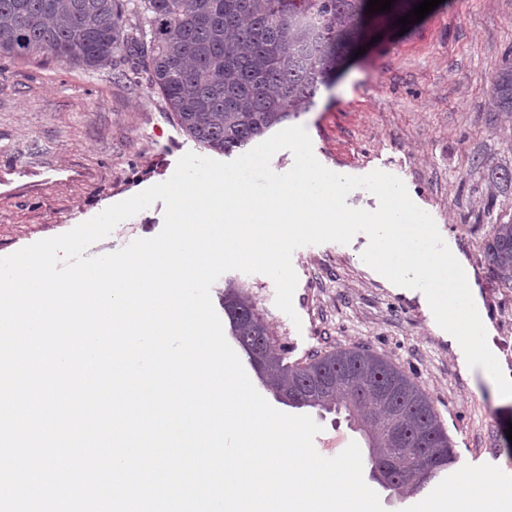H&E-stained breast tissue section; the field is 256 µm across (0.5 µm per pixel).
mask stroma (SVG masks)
I'll use <instances>...</instances> for the list:
<instances>
[{"mask_svg":"<svg viewBox=\"0 0 512 512\" xmlns=\"http://www.w3.org/2000/svg\"><path fill=\"white\" fill-rule=\"evenodd\" d=\"M512 58V0H442L407 32L382 31L312 103L290 118L303 126L329 170L399 177L434 219L470 277L487 342L512 378V288L491 274V225L512 222V112L488 108L493 83ZM208 156L168 112L144 71H86L53 59L0 58V257L64 234L106 208L167 181L186 153ZM164 203L118 224L90 245V257L160 233ZM369 244L297 249L295 316L275 304L264 274L224 273L210 290L244 289L284 364L336 349L365 348L401 367L429 395L459 470H484L512 487V399L481 368L468 367L458 341L436 322L424 293L393 284L362 260ZM321 427L319 454L364 444L345 414L305 408Z\"/></svg>","mask_w":512,"mask_h":512,"instance_id":"1","label":"stroma"}]
</instances>
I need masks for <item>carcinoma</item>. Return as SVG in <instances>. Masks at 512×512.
Masks as SVG:
<instances>
[{
  "mask_svg": "<svg viewBox=\"0 0 512 512\" xmlns=\"http://www.w3.org/2000/svg\"><path fill=\"white\" fill-rule=\"evenodd\" d=\"M369 0H0V57L63 59L95 71L127 61L148 74L178 126L229 154L296 116L339 73L377 21L416 0L366 13ZM512 112V60L492 89ZM492 275L512 288V223L493 224ZM231 335L276 397L292 407L343 409L368 437V463L384 487L415 494L455 462L430 397L375 354L340 349L283 364L249 296L230 288Z\"/></svg>",
  "mask_w": 512,
  "mask_h": 512,
  "instance_id": "cac0c4a2",
  "label": "carcinoma"
}]
</instances>
